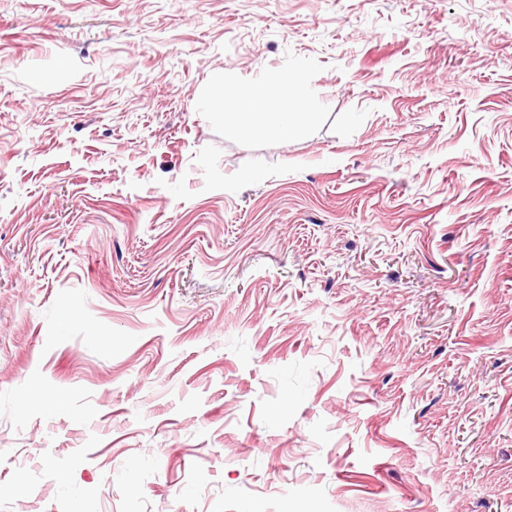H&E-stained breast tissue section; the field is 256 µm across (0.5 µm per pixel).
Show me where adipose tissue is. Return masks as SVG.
Instances as JSON below:
<instances>
[{"mask_svg": "<svg viewBox=\"0 0 512 512\" xmlns=\"http://www.w3.org/2000/svg\"><path fill=\"white\" fill-rule=\"evenodd\" d=\"M238 110L227 132L235 136L239 133L262 128L272 137H302L307 133L306 118L294 112L277 111L273 100L250 93L241 94L237 101Z\"/></svg>", "mask_w": 512, "mask_h": 512, "instance_id": "1", "label": "adipose tissue"}]
</instances>
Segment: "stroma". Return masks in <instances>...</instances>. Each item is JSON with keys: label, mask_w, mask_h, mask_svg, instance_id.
<instances>
[{"label": "stroma", "mask_w": 512, "mask_h": 512, "mask_svg": "<svg viewBox=\"0 0 512 512\" xmlns=\"http://www.w3.org/2000/svg\"><path fill=\"white\" fill-rule=\"evenodd\" d=\"M85 503L512 512V0H0V512ZM239 112L229 125L227 132L236 136L240 132L254 130L260 127L272 137L293 136L303 137L307 134L308 122L298 114L309 113L306 109L298 112H276L274 102L264 96L252 93L241 94L236 102Z\"/></svg>", "instance_id": "35a3bbf8"}]
</instances>
